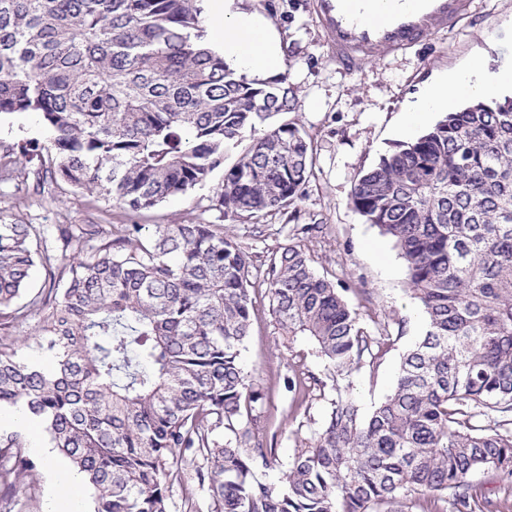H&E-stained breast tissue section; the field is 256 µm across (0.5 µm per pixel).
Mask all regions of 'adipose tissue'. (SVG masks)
<instances>
[{
  "label": "adipose tissue",
  "instance_id": "adipose-tissue-1",
  "mask_svg": "<svg viewBox=\"0 0 512 512\" xmlns=\"http://www.w3.org/2000/svg\"><path fill=\"white\" fill-rule=\"evenodd\" d=\"M206 15L208 30L229 67L260 80L279 74V43L256 17L238 12L235 0H207ZM508 84L512 85V64L495 66L484 58L463 75L441 79L424 96L406 102L404 110L418 121L427 113L455 106L460 89L483 100L498 95ZM33 450L51 463L47 512H87L82 497L83 475L60 461L46 442L36 440Z\"/></svg>",
  "mask_w": 512,
  "mask_h": 512
}]
</instances>
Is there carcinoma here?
<instances>
[{
	"instance_id": "obj_1",
	"label": "carcinoma",
	"mask_w": 512,
	"mask_h": 512,
	"mask_svg": "<svg viewBox=\"0 0 512 512\" xmlns=\"http://www.w3.org/2000/svg\"><path fill=\"white\" fill-rule=\"evenodd\" d=\"M201 0H0V117L34 112L44 149H7L0 180L34 163L47 182L133 215L187 194L221 169L224 217L259 223L302 197L312 147L295 124L246 131L294 111L282 78L249 81L203 41ZM353 208L389 238L407 269L424 334L401 357L392 392L366 413L348 378L375 375L402 339L360 322L344 289L301 249L267 260L282 336L307 342L324 370L298 369L291 401L335 391L320 427L281 480L253 432L264 399L241 352L254 310L252 253L224 225L0 222V321L38 316L54 366L0 336V407L42 417L48 443L84 473L93 512H485L469 477L512 482V97L453 108L366 171ZM72 249L62 288L23 301L36 262ZM0 434V484L34 465Z\"/></svg>"
}]
</instances>
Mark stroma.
I'll return each instance as SVG.
<instances>
[{
	"label": "stroma",
	"mask_w": 512,
	"mask_h": 512,
	"mask_svg": "<svg viewBox=\"0 0 512 512\" xmlns=\"http://www.w3.org/2000/svg\"><path fill=\"white\" fill-rule=\"evenodd\" d=\"M308 0H236L238 9L261 19L280 41L281 74L297 90L288 122H300L313 147V167L294 214L268 213L254 225L224 217L211 184L168 199L141 218L145 224L202 221L220 224L226 236L253 253L256 262L278 247L304 250L315 272L346 289L347 300L365 323L402 325L403 337L376 376L353 374L364 409H372L394 386L401 355L424 330L416 303L405 291L406 267L392 241L367 224L350 203L353 186L380 155L400 143L407 125L406 101L423 94L442 74H456L485 55L512 60V0H473L470 15L455 29L440 31L397 54L370 60L352 77L332 59L307 8ZM49 132L38 114L0 121V148L46 145ZM19 224H125L129 218L111 202L92 201L67 188L46 186L42 196L27 192L22 180L0 183V221ZM314 232H307V225ZM306 345L288 348L265 292L255 296V313L242 363L265 394L256 407V434L273 448L278 480L304 438L323 421L328 403L313 396L292 408L284 380L293 365L320 372Z\"/></svg>",
	"instance_id": "obj_1"
}]
</instances>
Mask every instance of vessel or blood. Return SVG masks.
Returning a JSON list of instances; mask_svg holds the SVG:
<instances>
[{
	"label": "vessel or blood",
	"mask_w": 512,
	"mask_h": 512,
	"mask_svg": "<svg viewBox=\"0 0 512 512\" xmlns=\"http://www.w3.org/2000/svg\"><path fill=\"white\" fill-rule=\"evenodd\" d=\"M472 0H309L312 18L349 74L380 53H397L456 27Z\"/></svg>",
	"instance_id": "1"
}]
</instances>
